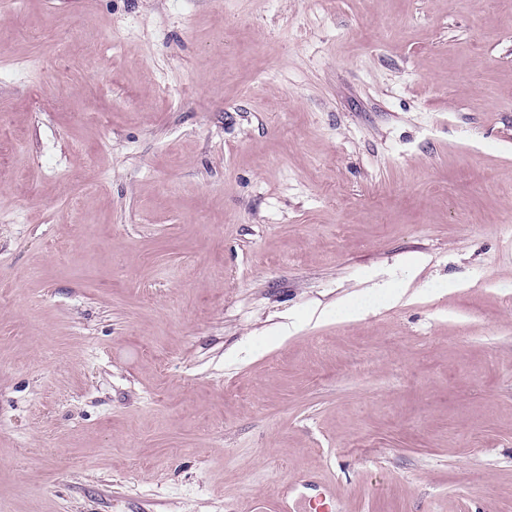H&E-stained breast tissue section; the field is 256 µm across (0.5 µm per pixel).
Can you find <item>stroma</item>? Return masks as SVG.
<instances>
[{"instance_id":"35a3bbf8","label":"stroma","mask_w":512,"mask_h":512,"mask_svg":"<svg viewBox=\"0 0 512 512\" xmlns=\"http://www.w3.org/2000/svg\"><path fill=\"white\" fill-rule=\"evenodd\" d=\"M277 496L512 512V0H0V512Z\"/></svg>"}]
</instances>
